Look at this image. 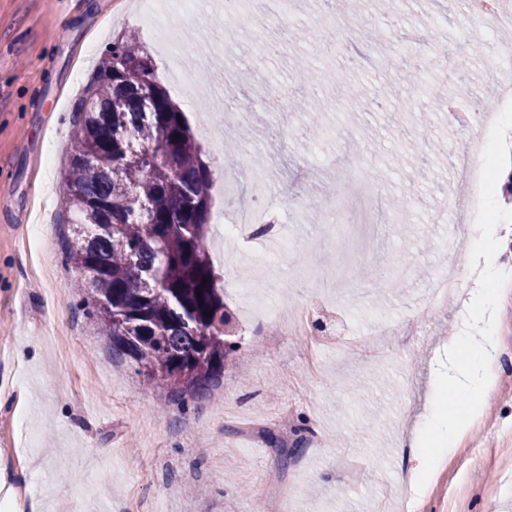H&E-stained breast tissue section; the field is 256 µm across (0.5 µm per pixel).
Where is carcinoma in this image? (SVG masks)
Listing matches in <instances>:
<instances>
[{"instance_id":"carcinoma-1","label":"carcinoma","mask_w":512,"mask_h":512,"mask_svg":"<svg viewBox=\"0 0 512 512\" xmlns=\"http://www.w3.org/2000/svg\"><path fill=\"white\" fill-rule=\"evenodd\" d=\"M74 112L62 205L77 287L112 354L201 398L238 351L207 247L212 170L133 34L112 39ZM303 444L280 448L281 470Z\"/></svg>"}]
</instances>
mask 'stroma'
<instances>
[{"mask_svg": "<svg viewBox=\"0 0 512 512\" xmlns=\"http://www.w3.org/2000/svg\"><path fill=\"white\" fill-rule=\"evenodd\" d=\"M113 2L0 0V476L21 512H255L277 498L291 512H512V288L489 321L502 369L478 421L422 486L407 480L417 452L405 445L476 276L458 251L465 293L431 304L448 228L468 225L454 172L465 141L448 106L477 115L495 102L496 71L512 66L505 35L476 23L465 0H298L310 24L261 55L249 27L226 37L220 0H197L210 23L184 13L173 25L214 65L184 86L144 4ZM128 33L215 168L234 133L205 137L211 105L190 86H222L250 111L253 134L236 152L274 161L267 197L287 201L296 246L270 270V240L211 247L239 350L209 397L183 403L113 358L66 255L74 105L106 44ZM313 98L320 112L297 121L294 106ZM303 162L309 179L290 185ZM300 305L323 326L313 373L307 337L271 347L257 334ZM408 321L419 335H405ZM281 414L306 437L285 473L262 436Z\"/></svg>", "mask_w": 512, "mask_h": 512, "instance_id": "obj_1", "label": "stroma"}]
</instances>
